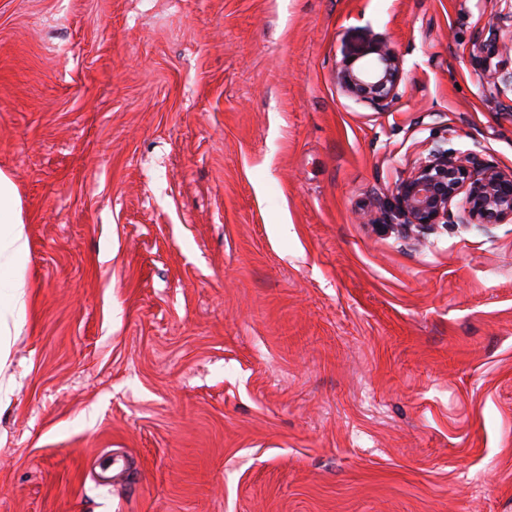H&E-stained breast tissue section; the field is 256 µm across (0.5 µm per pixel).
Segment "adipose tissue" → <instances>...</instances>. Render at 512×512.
I'll return each mask as SVG.
<instances>
[{"instance_id": "ef3b65f1", "label": "adipose tissue", "mask_w": 512, "mask_h": 512, "mask_svg": "<svg viewBox=\"0 0 512 512\" xmlns=\"http://www.w3.org/2000/svg\"><path fill=\"white\" fill-rule=\"evenodd\" d=\"M28 262L29 242L18 192L9 177L0 172V368L8 359L4 339L11 334L10 324L27 305Z\"/></svg>"}]
</instances>
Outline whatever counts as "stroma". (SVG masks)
<instances>
[{"label":"stroma","mask_w":512,"mask_h":512,"mask_svg":"<svg viewBox=\"0 0 512 512\" xmlns=\"http://www.w3.org/2000/svg\"><path fill=\"white\" fill-rule=\"evenodd\" d=\"M498 0H0L29 239L0 512H512V223L355 212L439 129L512 169ZM398 102L336 82L372 41ZM502 1L510 2L508 10L500 13L498 17L503 24L511 22L510 40L500 39L499 26L490 27L487 32L486 30L478 31L474 40L484 50L486 49L485 65L492 77L490 94L501 102L508 103V105L504 104V106L510 109L512 107V69L509 70L505 64L499 62L494 67L491 64V60L497 56L502 58L501 61H504L503 56L511 54L512 50V2L511 0ZM509 92L510 98L508 97ZM367 55H374L373 65L355 66L356 58L344 57L336 69V79L342 94L356 104L385 111L399 99L403 78V56L387 42L375 41Z\"/></svg>","instance_id":"obj_1"}]
</instances>
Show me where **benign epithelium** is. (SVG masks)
Returning <instances> with one entry per match:
<instances>
[{
  "instance_id": "7a95c632",
  "label": "benign epithelium",
  "mask_w": 512,
  "mask_h": 512,
  "mask_svg": "<svg viewBox=\"0 0 512 512\" xmlns=\"http://www.w3.org/2000/svg\"><path fill=\"white\" fill-rule=\"evenodd\" d=\"M475 42L486 49L485 65L492 77L490 94L512 107V69L491 64L497 56L512 53V39L500 38V28L480 30ZM375 58L369 66L355 65L345 57L336 69L342 94L355 103L385 111L399 99L403 56L381 41L368 46ZM361 223L382 222L402 239L422 245L439 226L450 224H506L512 222V170L484 163L474 151L450 152L436 142L427 156L395 186L389 205L376 217L366 211Z\"/></svg>"
}]
</instances>
